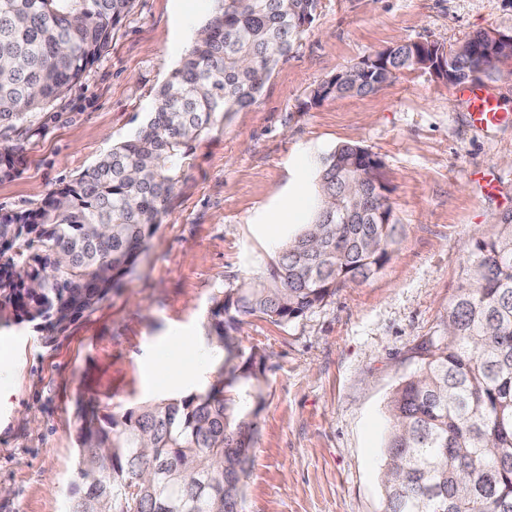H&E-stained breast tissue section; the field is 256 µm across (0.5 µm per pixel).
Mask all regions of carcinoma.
<instances>
[{"label": "carcinoma", "instance_id": "cac0c4a2", "mask_svg": "<svg viewBox=\"0 0 512 512\" xmlns=\"http://www.w3.org/2000/svg\"><path fill=\"white\" fill-rule=\"evenodd\" d=\"M133 0H0V127L40 134L31 116L63 97L107 50ZM218 9L161 86L135 136L32 209L0 214V313L53 341L112 290L146 252L200 141L254 104L312 23L317 0H216ZM462 45L443 60L452 85L487 76L498 58ZM386 64L319 84L313 102L372 93L417 70L415 43ZM371 152L344 143L322 158L314 219L285 241L267 273L212 298L207 342L220 357L206 390L101 415L77 402L82 491L67 512H244V486L266 391L265 351L242 347L247 317L286 324L348 283L378 273L397 244L388 197L349 185ZM20 157L0 150V180ZM478 239L441 332L414 348L416 368L389 402L384 512H512V212Z\"/></svg>", "mask_w": 512, "mask_h": 512}]
</instances>
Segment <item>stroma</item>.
Returning <instances> with one entry per match:
<instances>
[{
    "label": "stroma",
    "instance_id": "stroma-1",
    "mask_svg": "<svg viewBox=\"0 0 512 512\" xmlns=\"http://www.w3.org/2000/svg\"><path fill=\"white\" fill-rule=\"evenodd\" d=\"M216 8L133 0L109 49L35 114L0 213L35 207L131 139ZM512 31V0H318L314 20L257 101L199 144L148 250L122 288L54 342L28 322L0 327V512H65L78 477V400L123 412L204 391L215 352L212 298L263 275L311 221L322 157L356 143L384 164L399 242L367 281L285 325L250 318L244 348L268 355L245 512H383L389 401L412 354L458 294L474 240L512 211V118L472 126L454 88L405 70L375 92L315 103L317 85L394 44L449 45ZM493 175L498 188L480 194Z\"/></svg>",
    "mask_w": 512,
    "mask_h": 512
}]
</instances>
